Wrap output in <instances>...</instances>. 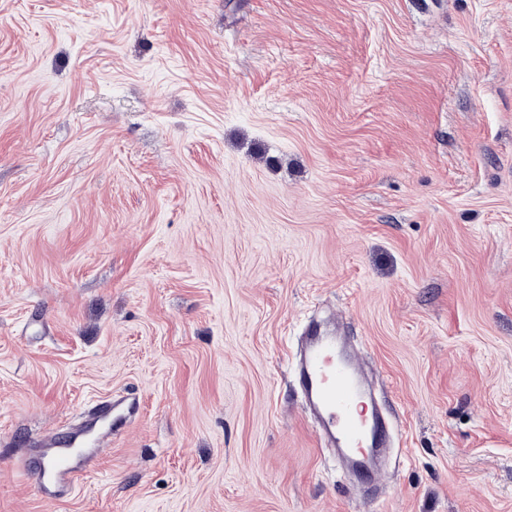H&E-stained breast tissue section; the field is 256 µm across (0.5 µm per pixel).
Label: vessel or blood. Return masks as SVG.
Listing matches in <instances>:
<instances>
[{"instance_id": "obj_1", "label": "vessel or blood", "mask_w": 512, "mask_h": 512, "mask_svg": "<svg viewBox=\"0 0 512 512\" xmlns=\"http://www.w3.org/2000/svg\"><path fill=\"white\" fill-rule=\"evenodd\" d=\"M292 371L320 445L368 483L381 478L378 458L392 442L363 366L336 329L314 323L304 332ZM139 400L114 395L93 403L74 424L36 440L24 460L39 497L56 502L96 466L104 441L122 431Z\"/></svg>"}]
</instances>
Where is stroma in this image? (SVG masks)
<instances>
[{"mask_svg":"<svg viewBox=\"0 0 512 512\" xmlns=\"http://www.w3.org/2000/svg\"><path fill=\"white\" fill-rule=\"evenodd\" d=\"M329 316L373 499L287 365ZM128 389L41 500L30 441ZM0 512H512V0H0Z\"/></svg>","mask_w":512,"mask_h":512,"instance_id":"obj_1","label":"stroma"}]
</instances>
